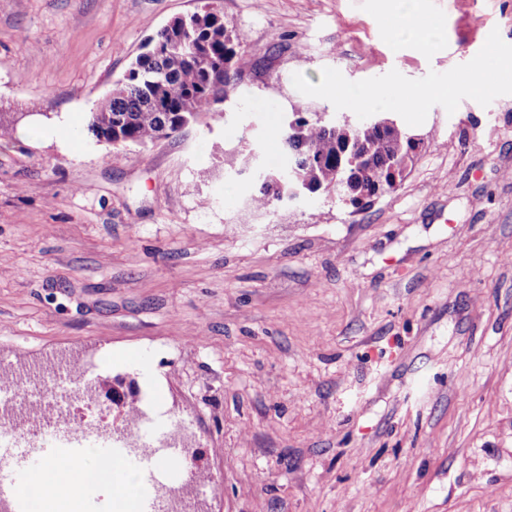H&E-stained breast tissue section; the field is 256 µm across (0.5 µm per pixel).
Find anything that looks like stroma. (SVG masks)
Listing matches in <instances>:
<instances>
[{"mask_svg": "<svg viewBox=\"0 0 512 512\" xmlns=\"http://www.w3.org/2000/svg\"><path fill=\"white\" fill-rule=\"evenodd\" d=\"M199 5L0 0V352L94 360L114 425L117 388L191 426L205 512H512V0H417L429 49L395 0H220L253 60L222 114L61 132ZM295 104L424 143L363 209L250 211L221 157L279 160ZM398 1V7L402 10L405 16L410 18L411 23L406 27L401 29L395 34V37H415L422 41L424 45H431L435 34L432 30H430L426 24L415 14L412 12L410 4L415 2L413 0H396Z\"/></svg>", "mask_w": 512, "mask_h": 512, "instance_id": "obj_1", "label": "stroma"}]
</instances>
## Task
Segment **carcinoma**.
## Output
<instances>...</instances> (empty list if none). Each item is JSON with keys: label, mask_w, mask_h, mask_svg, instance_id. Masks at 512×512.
<instances>
[{"label": "carcinoma", "mask_w": 512, "mask_h": 512, "mask_svg": "<svg viewBox=\"0 0 512 512\" xmlns=\"http://www.w3.org/2000/svg\"><path fill=\"white\" fill-rule=\"evenodd\" d=\"M252 67L239 33L224 21L217 0L151 36L122 79L112 84L106 112H90L85 128L96 139L112 134L115 148L146 146L178 134L221 111ZM287 158L263 165L262 180L249 208L263 210L298 184L314 193L334 191L355 208L395 188L394 172L406 169L415 149L394 122L372 120L354 126L340 118H313L297 107L281 131ZM238 146L224 151V169L237 170L245 157Z\"/></svg>", "instance_id": "carcinoma-1"}]
</instances>
